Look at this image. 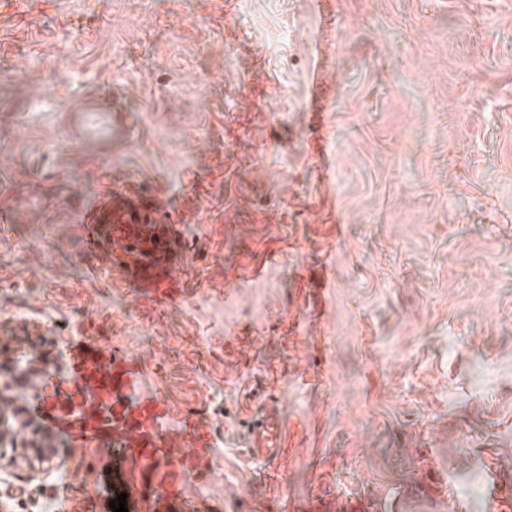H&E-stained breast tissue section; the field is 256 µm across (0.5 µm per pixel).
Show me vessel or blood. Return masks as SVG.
Returning a JSON list of instances; mask_svg holds the SVG:
<instances>
[{"label":"vessel or blood","instance_id":"obj_1","mask_svg":"<svg viewBox=\"0 0 512 512\" xmlns=\"http://www.w3.org/2000/svg\"><path fill=\"white\" fill-rule=\"evenodd\" d=\"M144 193L130 198L114 191L111 202L100 204L84 226L85 251L96 267L104 269L112 288L125 298H149L159 304L176 303L173 270L188 263L189 255L178 236V219L163 206L143 210L139 203ZM124 354L109 345L81 343L72 355L74 377L67 381L69 393L93 402L98 415L87 422L86 433L111 425L116 406L124 409H146L140 395L135 370H127L120 385L112 383V366ZM186 419L152 416L148 428L127 429L128 439L160 448L172 428L186 426Z\"/></svg>","mask_w":512,"mask_h":512}]
</instances>
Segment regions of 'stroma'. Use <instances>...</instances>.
<instances>
[{"label":"stroma","instance_id":"obj_1","mask_svg":"<svg viewBox=\"0 0 512 512\" xmlns=\"http://www.w3.org/2000/svg\"><path fill=\"white\" fill-rule=\"evenodd\" d=\"M321 83H314V76ZM196 239L126 303L78 226L115 178ZM0 314L30 407L79 432L57 348L121 334L187 417L158 484L115 423L63 512H512V0H0ZM65 249H58V241ZM52 472L0 447V507Z\"/></svg>","mask_w":512,"mask_h":512}]
</instances>
